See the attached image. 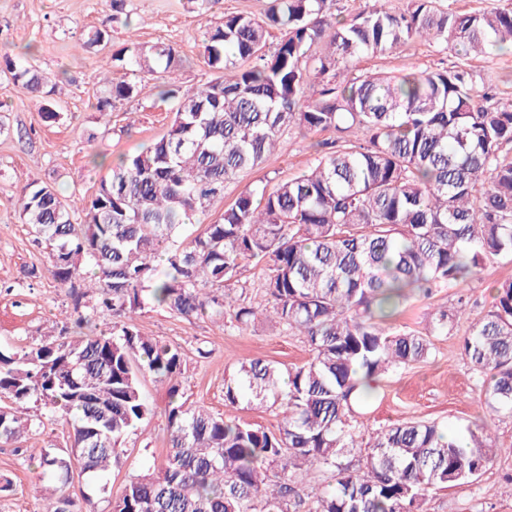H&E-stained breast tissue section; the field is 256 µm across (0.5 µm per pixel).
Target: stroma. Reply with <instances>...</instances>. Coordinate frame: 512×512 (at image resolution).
Listing matches in <instances>:
<instances>
[{
    "label": "stroma",
    "mask_w": 512,
    "mask_h": 512,
    "mask_svg": "<svg viewBox=\"0 0 512 512\" xmlns=\"http://www.w3.org/2000/svg\"><path fill=\"white\" fill-rule=\"evenodd\" d=\"M268 0H221L219 8L199 10L195 0H126L117 19L109 20L110 44L105 49L84 50L85 33L106 18L103 0H0V56L17 53L25 45L35 48L32 59L44 76L57 82L55 108L58 122H45L42 98L33 96L0 73V122L9 132L0 135V348H19L54 339L72 311L67 287L47 271L48 254L35 245L18 211L19 196L27 184L52 187L67 204L79 205L96 191L120 158L143 150L164 134L171 123L172 104L146 92L115 102L110 118L95 108L98 82L134 81L131 71L113 62V53L130 43L165 42L174 47L180 67L169 80L181 90L195 87L210 72L203 58L204 33L229 12L263 17ZM107 19V18H106ZM458 62L450 51L412 43L381 56L362 59L359 72L396 74L409 65L432 71ZM468 67L477 84L493 85L496 99L512 101V51L495 57H475ZM326 130L284 133L273 155L260 166L227 184L224 198L215 202L204 223L216 221L248 186L277 182L306 171L316 157V144L337 139ZM512 279V259L485 264L467 286L472 318L491 306L495 283ZM453 289L430 296H414L393 321L394 326L427 332L438 309L452 308ZM469 320L455 323L448 333L434 337L432 357L423 363L389 372L376 380L370 405L354 419L357 434L372 437L377 430L399 421L434 420L457 436L468 427L490 425L492 461L478 482L430 492L428 512H512V415L491 412L479 401L475 376L461 358V342ZM142 335L181 347L186 368L179 380L181 400L203 405L218 413L236 415L267 429L280 421L271 411H250L224 402V382L239 361L262 358L288 366L308 360L304 337L286 332L268 320L239 330L218 328L214 318L187 320L162 307L145 308L138 318ZM143 389L153 408L152 417L117 451L110 489L96 497L97 512H112L128 478L162 462L168 451L165 408L167 384L145 376ZM30 412L41 425L30 447H0V478L10 480V491L0 493V512H47L45 489L32 448L62 449L68 443L66 422L40 406Z\"/></svg>",
    "instance_id": "1"
}]
</instances>
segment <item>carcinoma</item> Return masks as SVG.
<instances>
[{"label": "carcinoma", "instance_id": "cac0c4a2", "mask_svg": "<svg viewBox=\"0 0 512 512\" xmlns=\"http://www.w3.org/2000/svg\"><path fill=\"white\" fill-rule=\"evenodd\" d=\"M333 0H270L264 18L227 13L204 36L218 77L175 100L171 129L124 158L94 195L66 206L30 183L20 217L49 249L47 271L69 288L75 318L51 341L0 349V443L30 439L33 401L68 419L70 450H38L42 474L73 473L108 493L117 448L153 414L142 377L169 384L163 463L131 477L114 512H426L428 492L474 482L491 461L486 426L460 440L436 421H401L367 445L353 432L372 397L364 380L428 360L426 334L384 323L415 293L460 288L486 262L512 258V102L483 105L465 61L512 47V9L457 13L437 0L375 6L338 18ZM280 31L266 51L270 28ZM424 41L461 60L398 75L353 63ZM95 28L84 49L107 46ZM31 46L0 57L29 93L55 87L29 61ZM112 60L163 79L178 66L165 43L132 44ZM147 85L108 79L96 109ZM333 129L313 166L246 188L195 234L193 221L226 184L261 165L285 131ZM262 264L268 317L306 337L310 358L286 367L244 360L224 402L282 414L277 431L178 399L181 348L139 332L148 305L190 319L207 313L241 330L256 309L236 297L241 273ZM467 314L441 309L432 332ZM462 355L487 407L512 414V280L471 322ZM329 481L303 492L312 471Z\"/></svg>", "mask_w": 512, "mask_h": 512}]
</instances>
